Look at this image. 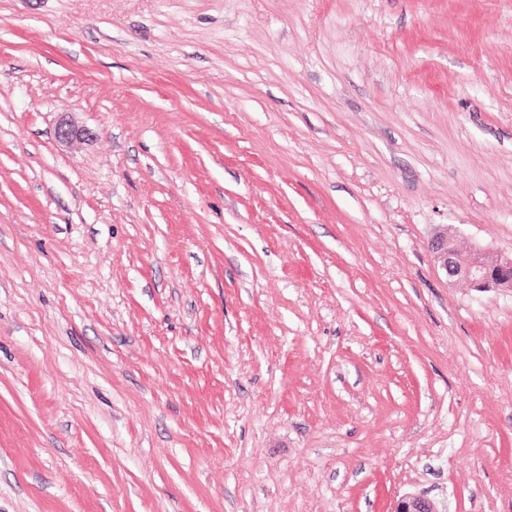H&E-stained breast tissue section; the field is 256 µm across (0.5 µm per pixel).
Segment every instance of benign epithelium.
<instances>
[{"label":"benign epithelium","mask_w":512,"mask_h":512,"mask_svg":"<svg viewBox=\"0 0 512 512\" xmlns=\"http://www.w3.org/2000/svg\"><path fill=\"white\" fill-rule=\"evenodd\" d=\"M81 137L82 130L71 120L65 117L59 120L56 127L58 142L70 144ZM430 247L448 277L462 280L470 288L480 292L512 289V255L493 253L476 246L463 252L446 229L433 237ZM393 512H439V510L425 495L411 494L397 501Z\"/></svg>","instance_id":"benign-epithelium-1"}]
</instances>
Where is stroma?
Segmentation results:
<instances>
[{
	"label": "stroma",
	"instance_id": "1",
	"mask_svg": "<svg viewBox=\"0 0 512 512\" xmlns=\"http://www.w3.org/2000/svg\"><path fill=\"white\" fill-rule=\"evenodd\" d=\"M443 228L512 254V0H0V512H512ZM392 512H439V510L424 494H411L397 501Z\"/></svg>",
	"mask_w": 512,
	"mask_h": 512
}]
</instances>
